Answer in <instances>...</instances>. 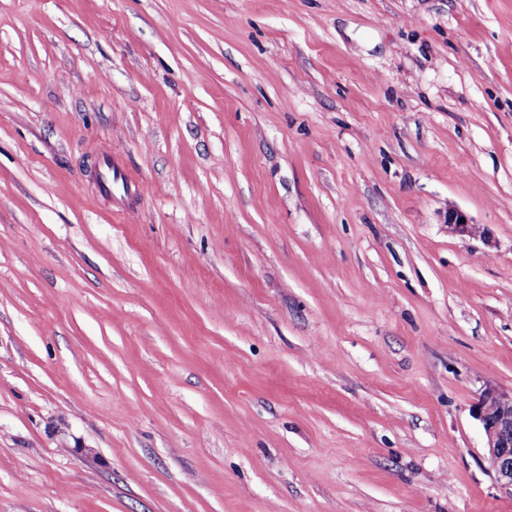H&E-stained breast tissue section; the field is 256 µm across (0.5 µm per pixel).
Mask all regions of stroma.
I'll return each mask as SVG.
<instances>
[{
    "label": "stroma",
    "mask_w": 512,
    "mask_h": 512,
    "mask_svg": "<svg viewBox=\"0 0 512 512\" xmlns=\"http://www.w3.org/2000/svg\"><path fill=\"white\" fill-rule=\"evenodd\" d=\"M490 388L512 0H0V512H512ZM99 189L101 193L115 199H122L124 196L130 199L136 191V185L132 177L115 160L105 155L102 161ZM486 436L488 470L512 494V393L485 391L475 412Z\"/></svg>",
    "instance_id": "obj_1"
}]
</instances>
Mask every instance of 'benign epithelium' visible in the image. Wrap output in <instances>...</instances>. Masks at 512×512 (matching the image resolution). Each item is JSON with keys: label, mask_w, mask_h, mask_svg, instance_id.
Segmentation results:
<instances>
[{"label": "benign epithelium", "mask_w": 512, "mask_h": 512, "mask_svg": "<svg viewBox=\"0 0 512 512\" xmlns=\"http://www.w3.org/2000/svg\"><path fill=\"white\" fill-rule=\"evenodd\" d=\"M448 226L462 236L480 235L465 215L456 210L448 211ZM475 415L486 436L488 470L501 488L512 493V393L485 391Z\"/></svg>", "instance_id": "1"}]
</instances>
